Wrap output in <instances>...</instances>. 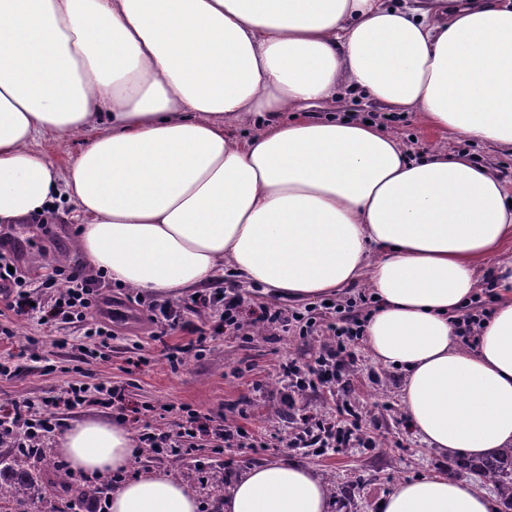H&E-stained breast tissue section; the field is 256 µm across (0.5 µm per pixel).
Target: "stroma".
Masks as SVG:
<instances>
[{"mask_svg":"<svg viewBox=\"0 0 512 512\" xmlns=\"http://www.w3.org/2000/svg\"><path fill=\"white\" fill-rule=\"evenodd\" d=\"M388 130L418 158L435 146L451 151L464 147L457 137L425 133L412 113L397 115ZM77 225L74 206L65 205L41 230L15 224L9 232L27 244L23 264H30L35 254L61 257L72 264L83 260L73 235ZM122 310V316L112 321L108 346L94 358L85 355L94 341L85 336L81 325L47 326L37 317L10 312L1 316L0 322L13 326L15 336L0 342V358H11L17 372L11 378L0 377V406L14 400L38 402L59 396L68 384L91 374L97 380L124 387L128 427L135 433L158 417L166 426H175L187 406L204 413L220 407L226 423L243 424L264 442L260 448L225 449L221 456L225 480H232L249 463L286 455L315 467L334 486L333 512H376L377 501L395 482L432 470L458 468L457 461L441 457L412 437L400 403L401 374L375 364L366 344L354 347L359 375L354 397L370 412L371 426L377 433L374 445L321 452L285 449L278 442L288 436L289 417L328 415L343 402L342 395L327 392L307 393L292 406L285 399L281 362L291 357L303 363L311 361L324 337L303 340L291 334H223L203 355H188L173 368L165 360L164 350L186 343L189 333L153 338L154 328L141 307L128 303ZM33 337L39 341L34 348L28 344Z\"/></svg>","mask_w":512,"mask_h":512,"instance_id":"obj_1","label":"stroma"}]
</instances>
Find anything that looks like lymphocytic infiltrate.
<instances>
[{
	"mask_svg": "<svg viewBox=\"0 0 512 512\" xmlns=\"http://www.w3.org/2000/svg\"><path fill=\"white\" fill-rule=\"evenodd\" d=\"M23 251L11 237L0 238V305L18 315L39 314L42 322L63 320L80 323L86 335L107 342L112 336L108 322L100 314L106 301L102 289L105 276L86 270L77 264L61 265L52 261L39 264L30 271L20 265ZM50 292L52 305L41 302L42 292ZM495 296L491 288H482L454 319L458 336L469 339L478 336L492 313ZM376 304L373 295L359 294L358 298L333 300L331 304L308 307L306 312H289L279 308L262 307L246 312L242 298L234 293L210 291L188 303H149L148 319L160 335L191 330L192 340L168 347L165 358L178 365L185 354L203 353L216 334L227 332L235 336L251 335L255 326H262L273 336L295 333L301 337L325 336L330 344L313 361L301 364L289 360L281 366L293 395L302 396L320 388L349 391L350 373L354 360L352 348L366 334L369 317ZM209 311L216 318L214 326H190L185 315ZM123 400L121 389L111 384L73 383L62 399L49 398L41 403L14 401L0 410V445L14 448L19 454L36 458L39 450L51 439L59 423L54 413L57 405L70 408L98 406L111 409ZM299 429L288 439L292 448H345L353 444L370 445L372 437L366 431L367 420L362 410L351 401H344L336 417L305 415ZM221 440L228 448H255L259 442L243 427L225 424L223 411L209 414L184 409L176 429L164 430L144 426L138 435L142 447L153 449L162 457L193 459L198 473H205L207 464L194 459L195 443L207 438Z\"/></svg>",
	"mask_w": 512,
	"mask_h": 512,
	"instance_id": "f902f5d3",
	"label": "lymphocytic infiltrate"
}]
</instances>
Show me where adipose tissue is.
Returning a JSON list of instances; mask_svg holds the SVG:
<instances>
[{"instance_id": "ef3b65f1", "label": "adipose tissue", "mask_w": 512, "mask_h": 512, "mask_svg": "<svg viewBox=\"0 0 512 512\" xmlns=\"http://www.w3.org/2000/svg\"><path fill=\"white\" fill-rule=\"evenodd\" d=\"M358 91L424 129L512 147V0H0V224L72 203L88 269L176 298L232 268L291 300L367 282L374 361L404 374L406 425L429 450L512 447V198L465 150L410 157L374 123L311 104ZM235 123L252 132L233 136ZM89 132L60 164L33 150ZM496 304L463 344L452 319L479 283ZM107 476L132 433L89 417L56 438ZM321 473L251 464L219 512H330ZM109 512H199L148 469ZM448 471L399 481L377 512H499Z\"/></svg>"}]
</instances>
